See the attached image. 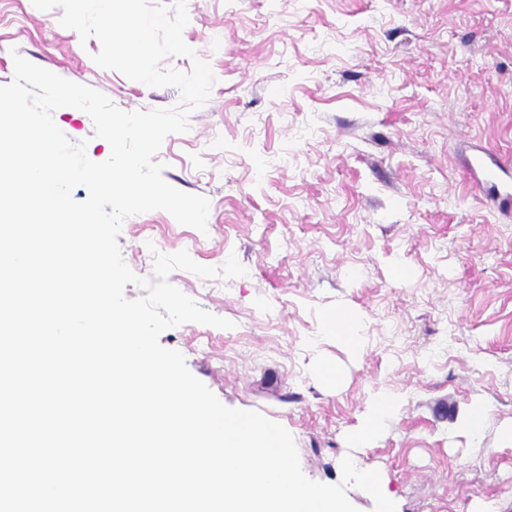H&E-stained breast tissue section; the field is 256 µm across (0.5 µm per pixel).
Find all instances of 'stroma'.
Masks as SVG:
<instances>
[{
    "label": "stroma",
    "mask_w": 512,
    "mask_h": 512,
    "mask_svg": "<svg viewBox=\"0 0 512 512\" xmlns=\"http://www.w3.org/2000/svg\"><path fill=\"white\" fill-rule=\"evenodd\" d=\"M185 42L216 77L190 129L157 161L170 186L206 197V231L154 210L118 237L138 276L154 252L187 251L245 276L168 280L233 326L164 331L227 407L292 435L304 474L376 470L396 512H512V208L488 202L465 161L479 145L512 160V0H187ZM61 8L0 0V85L14 56L105 94L117 108H176L98 67L96 38ZM88 158H109L90 116L54 112ZM411 270L399 278L398 267ZM350 316L365 349L328 328ZM331 364L340 382L323 373ZM398 409L363 447L376 393ZM488 405L479 441L456 432Z\"/></svg>",
    "instance_id": "obj_1"
}]
</instances>
